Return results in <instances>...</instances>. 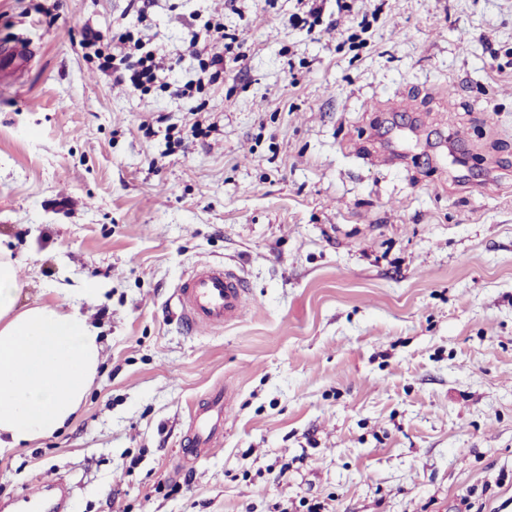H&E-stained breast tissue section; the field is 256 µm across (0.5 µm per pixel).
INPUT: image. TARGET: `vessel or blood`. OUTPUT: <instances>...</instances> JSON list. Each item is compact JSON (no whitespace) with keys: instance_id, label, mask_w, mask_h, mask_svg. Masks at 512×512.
<instances>
[{"instance_id":"b4317fda","label":"vessel or blood","mask_w":512,"mask_h":512,"mask_svg":"<svg viewBox=\"0 0 512 512\" xmlns=\"http://www.w3.org/2000/svg\"><path fill=\"white\" fill-rule=\"evenodd\" d=\"M33 42L14 36L0 40V84L9 85L30 67ZM178 318L186 331L221 329L236 323L248 301V283L238 271L221 264H196L177 292ZM229 389L218 388L194 413L192 431L183 442L184 457H194L224 434V410L231 403Z\"/></svg>"}]
</instances>
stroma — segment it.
I'll return each instance as SVG.
<instances>
[{"instance_id": "1", "label": "stroma", "mask_w": 512, "mask_h": 512, "mask_svg": "<svg viewBox=\"0 0 512 512\" xmlns=\"http://www.w3.org/2000/svg\"><path fill=\"white\" fill-rule=\"evenodd\" d=\"M0 0L37 46L0 86V248L20 305L78 301L102 337L74 421L0 456V500L68 512H512V0ZM220 18L238 61L192 103L81 47L140 24L193 78ZM412 109L395 111L398 101ZM185 131L171 154L143 121ZM241 270V319L189 334L178 283ZM75 288L91 289L74 299ZM224 438L181 441L214 387ZM326 0H298L303 5L300 12L291 14L288 18V24L296 30L311 31L324 13V3Z\"/></svg>"}]
</instances>
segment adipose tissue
<instances>
[{"instance_id": "1", "label": "adipose tissue", "mask_w": 512, "mask_h": 512, "mask_svg": "<svg viewBox=\"0 0 512 512\" xmlns=\"http://www.w3.org/2000/svg\"><path fill=\"white\" fill-rule=\"evenodd\" d=\"M16 262L0 253V455L52 435L81 407L101 362L80 305L20 306Z\"/></svg>"}]
</instances>
